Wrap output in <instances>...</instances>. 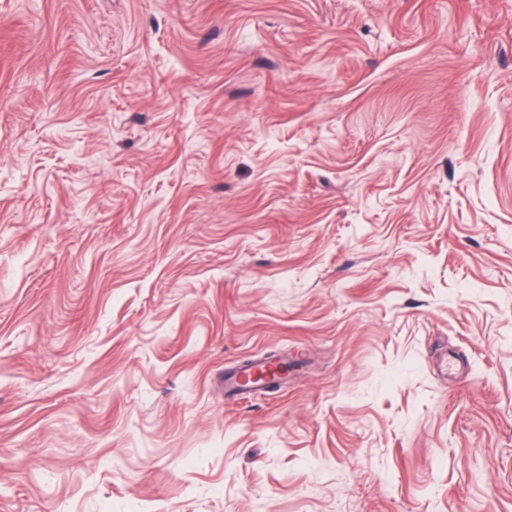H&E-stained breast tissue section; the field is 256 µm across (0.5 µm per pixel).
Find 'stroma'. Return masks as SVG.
<instances>
[{
	"mask_svg": "<svg viewBox=\"0 0 512 512\" xmlns=\"http://www.w3.org/2000/svg\"><path fill=\"white\" fill-rule=\"evenodd\" d=\"M0 512H512V0H0Z\"/></svg>",
	"mask_w": 512,
	"mask_h": 512,
	"instance_id": "1",
	"label": "stroma"
}]
</instances>
